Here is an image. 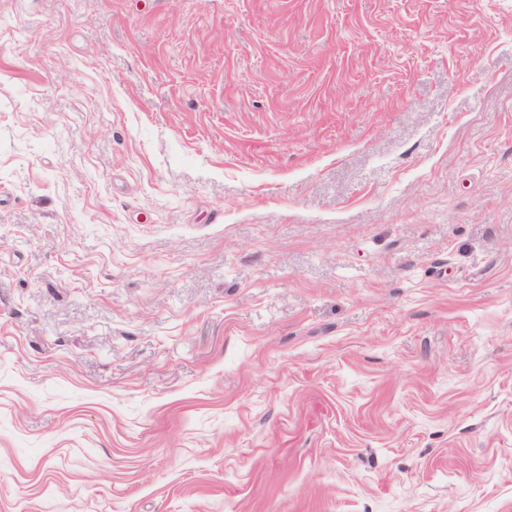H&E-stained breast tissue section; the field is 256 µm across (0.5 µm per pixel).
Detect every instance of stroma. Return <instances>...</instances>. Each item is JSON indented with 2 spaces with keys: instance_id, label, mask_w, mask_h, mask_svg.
Returning a JSON list of instances; mask_svg holds the SVG:
<instances>
[{
  "instance_id": "stroma-1",
  "label": "stroma",
  "mask_w": 512,
  "mask_h": 512,
  "mask_svg": "<svg viewBox=\"0 0 512 512\" xmlns=\"http://www.w3.org/2000/svg\"><path fill=\"white\" fill-rule=\"evenodd\" d=\"M0 512H512V0H0Z\"/></svg>"
}]
</instances>
